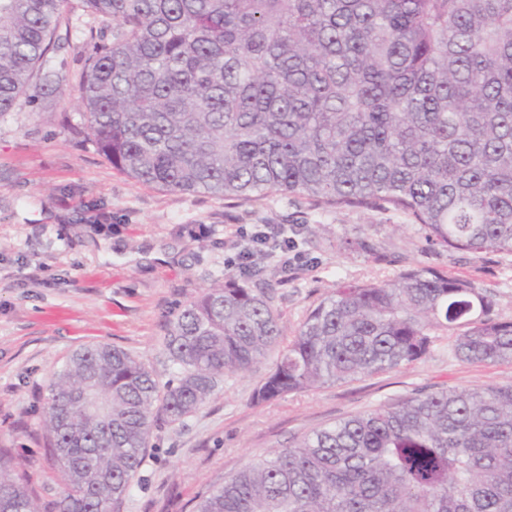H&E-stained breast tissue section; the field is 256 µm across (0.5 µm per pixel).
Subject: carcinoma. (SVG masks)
I'll return each instance as SVG.
<instances>
[{"label":"carcinoma","instance_id":"obj_1","mask_svg":"<svg viewBox=\"0 0 512 512\" xmlns=\"http://www.w3.org/2000/svg\"><path fill=\"white\" fill-rule=\"evenodd\" d=\"M68 0H0V114L60 80ZM112 28L77 89L99 153L167 191L390 207L445 248L512 253V0H82ZM266 266L215 280L170 322L161 384L95 344L43 413L54 512H119L150 435L278 349L266 402L398 369L461 327L466 362L512 360V319L471 281L413 267L340 284L281 344ZM0 448V512H39ZM196 512H512V384L415 393L320 429L207 488Z\"/></svg>","mask_w":512,"mask_h":512}]
</instances>
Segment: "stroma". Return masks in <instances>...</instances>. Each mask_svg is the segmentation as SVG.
I'll return each instance as SVG.
<instances>
[{"label":"stroma","mask_w":512,"mask_h":512,"mask_svg":"<svg viewBox=\"0 0 512 512\" xmlns=\"http://www.w3.org/2000/svg\"><path fill=\"white\" fill-rule=\"evenodd\" d=\"M87 51L82 37L60 40L51 66L68 94L25 96L0 114V448L14 455L41 512L64 489L41 426L53 373L79 347L108 343L167 381L166 325L249 247L242 230L282 224L296 243V264L267 271L289 338L337 282L388 280L416 266L472 281L512 319V255L431 245L422 225L400 212L293 195L227 200L120 174L70 95ZM455 336L441 331L429 355L398 369L261 404L253 392L276 354L226 374L195 414L153 430L120 512H194L207 485L342 418L418 390L512 383V360L457 359Z\"/></svg>","instance_id":"stroma-1"}]
</instances>
